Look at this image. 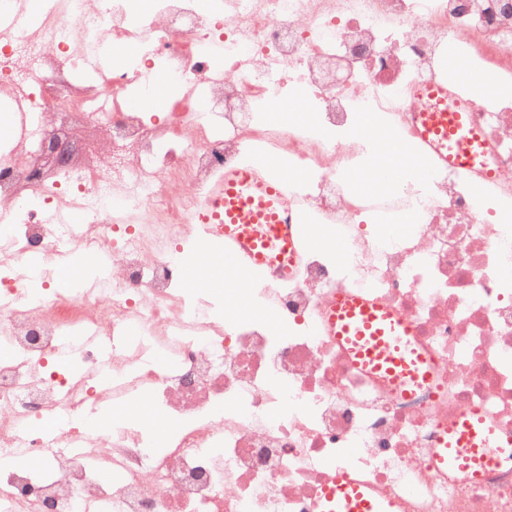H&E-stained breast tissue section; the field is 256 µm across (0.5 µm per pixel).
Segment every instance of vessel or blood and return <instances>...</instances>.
<instances>
[{"label": "vessel or blood", "mask_w": 512, "mask_h": 512, "mask_svg": "<svg viewBox=\"0 0 512 512\" xmlns=\"http://www.w3.org/2000/svg\"><path fill=\"white\" fill-rule=\"evenodd\" d=\"M419 135L429 157L450 165L461 173L482 165L478 138L465 127L460 112L445 108L426 118ZM287 183L272 177L261 158L248 168L230 169L208 192L205 211L198 224L205 239L224 243V256L240 270L257 265L276 267L280 273L295 267L299 246L290 226ZM356 192L388 198L392 187L385 182L356 175ZM183 282L196 292L223 287L212 266L198 259L182 267ZM352 353L363 364L386 370L409 387L427 381L423 357L407 341L410 325L381 308L350 298L339 301L333 318ZM439 463L476 472L512 461V434L498 431L479 413L464 414L448 431V440L436 456ZM391 502L377 498L366 487L337 477L326 487L319 512H391Z\"/></svg>", "instance_id": "b4317fda"}]
</instances>
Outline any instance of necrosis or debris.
<instances>
[{"instance_id":"1","label":"necrosis or debris","mask_w":512,"mask_h":512,"mask_svg":"<svg viewBox=\"0 0 512 512\" xmlns=\"http://www.w3.org/2000/svg\"><path fill=\"white\" fill-rule=\"evenodd\" d=\"M0 0V94L26 89V132L0 153V449L35 465L0 466V512H313L337 475L394 512H512V468L474 476L435 455L465 411L512 431V104L469 99L466 119L490 173L438 166L388 200L343 177L365 146L362 113L418 147L428 82L468 91L512 86V0ZM144 47L131 65L94 61L110 41ZM211 43L219 54L202 53ZM469 68L448 72L451 49ZM180 92L162 117L133 107L155 67ZM300 93L310 121L263 114ZM75 113L99 137L85 161L47 167L38 147ZM288 165L302 240L287 275L248 272L260 318L212 317L178 285L209 187L256 150ZM83 213L84 223L66 214ZM411 231L381 238L376 220ZM339 238V249L317 244ZM107 258L71 297L43 261L73 248ZM406 318L431 378L407 391L360 365L332 328L340 297ZM91 333L112 353L62 362L61 342ZM148 396L169 427L96 423ZM111 482L99 480L101 470Z\"/></svg>"}]
</instances>
